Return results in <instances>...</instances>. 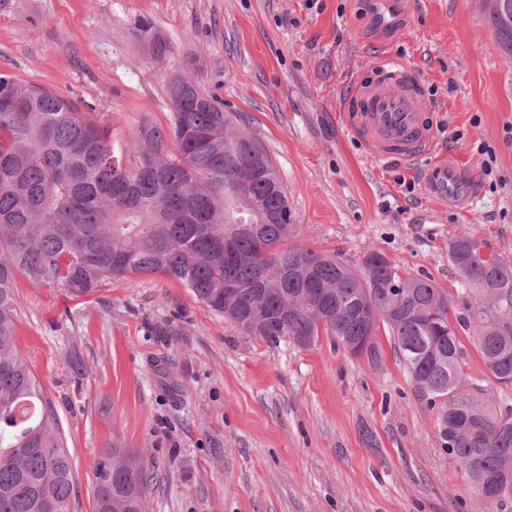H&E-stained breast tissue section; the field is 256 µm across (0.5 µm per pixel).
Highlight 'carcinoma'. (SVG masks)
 Masks as SVG:
<instances>
[{
  "instance_id": "obj_1",
  "label": "carcinoma",
  "mask_w": 512,
  "mask_h": 512,
  "mask_svg": "<svg viewBox=\"0 0 512 512\" xmlns=\"http://www.w3.org/2000/svg\"><path fill=\"white\" fill-rule=\"evenodd\" d=\"M481 3L512 56V0ZM138 36L155 58L169 54L151 22ZM168 91L167 126L145 115L123 143L105 113L0 72V512H69L73 491L58 416L16 344L19 276L86 296L158 273L243 335L310 347L325 334L373 365L385 324L474 501L511 495L512 405L492 409L467 390L455 325L469 327L458 309L476 303L472 334L487 375L511 387L512 266L456 238L451 258L467 296L457 302L379 252L354 271L291 244L288 192L258 141L183 73ZM147 482L129 450L112 444L93 469L94 512H146Z\"/></svg>"
}]
</instances>
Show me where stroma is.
<instances>
[{
    "mask_svg": "<svg viewBox=\"0 0 512 512\" xmlns=\"http://www.w3.org/2000/svg\"><path fill=\"white\" fill-rule=\"evenodd\" d=\"M144 19L169 57L137 37ZM381 52L427 85L440 144L430 160L473 176L470 208L436 207L417 165L371 164L348 134L341 96L358 61ZM191 58L193 78L277 166L296 243L355 270L379 252L452 293L461 235L512 265V59L480 0H0V70L108 113L129 135L146 114L166 125L169 76ZM15 292L16 344L72 458L70 512H93L94 462L115 443L152 476L147 512L473 508L386 330L374 365L326 336L302 348L241 335L158 274L84 297L21 277ZM458 334L474 398L512 405L470 331Z\"/></svg>",
    "mask_w": 512,
    "mask_h": 512,
    "instance_id": "stroma-1",
    "label": "stroma"
}]
</instances>
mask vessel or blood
<instances>
[{"instance_id":"vessel-or-blood-1","label":"vessel or blood","mask_w":512,"mask_h":512,"mask_svg":"<svg viewBox=\"0 0 512 512\" xmlns=\"http://www.w3.org/2000/svg\"><path fill=\"white\" fill-rule=\"evenodd\" d=\"M372 81L352 78L340 101L347 131L362 142L376 163L405 161L421 165L428 196L441 205L472 203L476 183L453 164L432 165L437 144L436 117L422 80L390 54L377 56Z\"/></svg>"}]
</instances>
